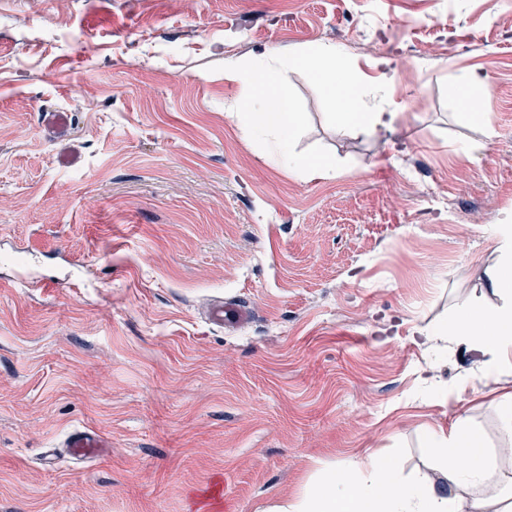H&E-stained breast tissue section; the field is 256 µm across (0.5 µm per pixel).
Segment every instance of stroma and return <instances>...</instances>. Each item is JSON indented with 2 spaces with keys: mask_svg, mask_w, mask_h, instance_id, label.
I'll return each instance as SVG.
<instances>
[{
  "mask_svg": "<svg viewBox=\"0 0 512 512\" xmlns=\"http://www.w3.org/2000/svg\"><path fill=\"white\" fill-rule=\"evenodd\" d=\"M322 43L367 84L394 67L401 117L348 131L285 71L294 151L342 167L306 182L232 118L224 64ZM497 224L512 0H0V512H187L215 476L223 512H272L368 453L434 475L427 436L461 419L512 476V370L423 336L497 304ZM217 297L250 321L209 324ZM76 427L105 454L66 457ZM457 86L461 103L476 100L487 90L485 78L475 71L463 73L457 77ZM461 91L464 92V97L460 95Z\"/></svg>",
  "mask_w": 512,
  "mask_h": 512,
  "instance_id": "35a3bbf8",
  "label": "stroma"
}]
</instances>
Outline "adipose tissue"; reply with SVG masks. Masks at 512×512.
Returning a JSON list of instances; mask_svg holds the SVG:
<instances>
[{"label": "adipose tissue", "mask_w": 512, "mask_h": 512, "mask_svg": "<svg viewBox=\"0 0 512 512\" xmlns=\"http://www.w3.org/2000/svg\"><path fill=\"white\" fill-rule=\"evenodd\" d=\"M287 69L312 74L345 129H389L400 117L395 110L370 103L371 95L387 96L394 72L384 73L375 89H368L346 64L343 52L330 44L301 47L280 63L267 57L225 63V80L237 83L243 91L244 129L268 135L269 160L286 166L302 180L334 178L340 166L331 159L292 151L302 128V114L283 78ZM497 243L504 266L494 281L498 304L480 316L461 309L426 333L428 340L465 343L480 351L489 375L512 367V224L499 225ZM428 444L442 482L427 477L404 480L396 459L369 453L350 467L326 470L317 488L289 502L283 512H512V500L494 499L484 492L491 478L488 456L481 436L468 423H459L446 433L430 432Z\"/></svg>", "instance_id": "adipose-tissue-1"}]
</instances>
